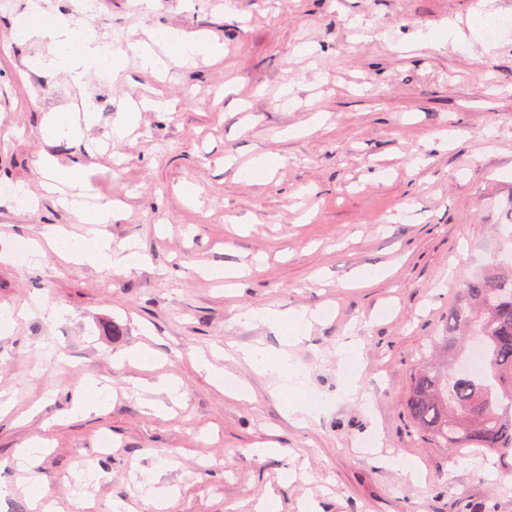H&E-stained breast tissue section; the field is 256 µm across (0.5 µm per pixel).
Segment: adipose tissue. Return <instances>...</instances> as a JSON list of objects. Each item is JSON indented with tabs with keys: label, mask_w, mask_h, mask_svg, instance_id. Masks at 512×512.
<instances>
[{
	"label": "adipose tissue",
	"mask_w": 512,
	"mask_h": 512,
	"mask_svg": "<svg viewBox=\"0 0 512 512\" xmlns=\"http://www.w3.org/2000/svg\"><path fill=\"white\" fill-rule=\"evenodd\" d=\"M31 28L51 40L54 56L49 65L70 72L73 80H81L88 71L110 76L123 65L121 50L111 48L98 41L92 32L72 28L60 22L43 18L38 6H30ZM96 114L89 102H82L80 110L72 112H51L43 121L45 137L80 138L85 127L91 126ZM41 178L65 185L75 199L73 210L77 220L83 224L110 223L113 212L108 203L88 204L85 198L89 187L82 173L81 165H60L55 158L41 154L37 163ZM48 236L54 250L70 260L105 266L128 272L135 269L141 257L135 253H121L113 250L111 242L98 236L82 239L76 247H69L67 238L56 230H49ZM240 358L254 370L276 377L281 390L292 392L293 400L288 404L292 413L302 411L305 403L306 382L301 371L291 363L288 354L270 357L265 348L251 346L241 349Z\"/></svg>",
	"instance_id": "obj_1"
}]
</instances>
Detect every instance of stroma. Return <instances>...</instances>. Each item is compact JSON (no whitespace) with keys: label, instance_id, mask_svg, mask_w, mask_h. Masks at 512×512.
<instances>
[{"label":"stroma","instance_id":"stroma-1","mask_svg":"<svg viewBox=\"0 0 512 512\" xmlns=\"http://www.w3.org/2000/svg\"><path fill=\"white\" fill-rule=\"evenodd\" d=\"M44 13L125 52L122 70L39 71L49 40L26 26V0H0V252L40 239L46 226L95 231L143 257L123 274L54 253L0 261V512H29L42 495L80 512L70 493L82 461L101 479L98 512L126 502L133 478L171 486L165 512H512V453L437 447L404 405L462 282L512 261V32L473 33L478 14H512V0H40ZM169 27L223 43L224 58L142 70L130 44ZM157 96L174 111H144L123 139L112 129L130 102ZM92 103L83 138L45 139L43 118ZM79 161L90 191L117 211L88 227L45 194L41 154ZM277 157L268 176L239 172ZM27 184L38 208L6 187ZM195 184L197 197L184 195ZM227 270L226 280L210 270ZM358 271L377 272L363 287ZM62 306L46 319L37 304ZM270 308L318 311L300 341L288 323L239 320ZM120 325L122 335L110 332ZM357 339V399L344 398L336 347ZM288 351L323 404L289 414L272 376L225 358L229 347ZM142 347L158 360L117 366ZM218 356L250 400H237L193 365ZM115 392L75 417L88 378ZM171 379L182 396L157 413L147 386ZM112 448L101 454L99 440ZM377 445L365 447L369 437ZM43 440L39 464L18 449ZM272 441L277 454L255 447ZM417 461L412 483L400 464Z\"/></svg>","mask_w":512,"mask_h":512}]
</instances>
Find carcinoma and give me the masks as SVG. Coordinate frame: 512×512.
<instances>
[{
  "label": "carcinoma",
  "instance_id": "carcinoma-1",
  "mask_svg": "<svg viewBox=\"0 0 512 512\" xmlns=\"http://www.w3.org/2000/svg\"><path fill=\"white\" fill-rule=\"evenodd\" d=\"M480 337L486 353L481 377L455 372L465 342ZM441 362L415 372L405 399L416 428L442 448L512 451V419L502 414L497 385L512 375V262H494L467 279L433 337Z\"/></svg>",
  "mask_w": 512,
  "mask_h": 512
}]
</instances>
